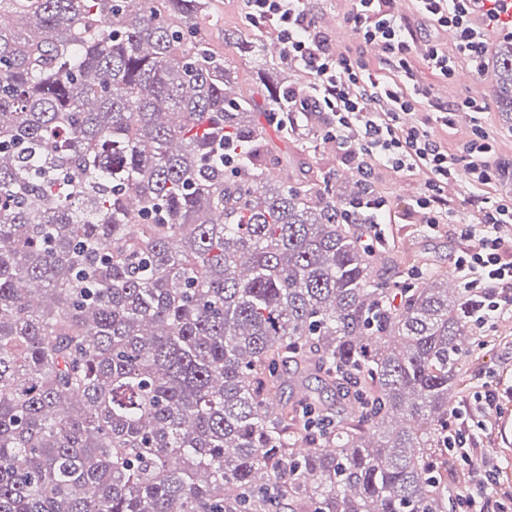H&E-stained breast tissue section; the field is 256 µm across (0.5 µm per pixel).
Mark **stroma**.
I'll list each match as a JSON object with an SVG mask.
<instances>
[{
	"mask_svg": "<svg viewBox=\"0 0 512 512\" xmlns=\"http://www.w3.org/2000/svg\"><path fill=\"white\" fill-rule=\"evenodd\" d=\"M350 5V0H304L307 13L317 21L334 48H344L353 42L343 24ZM198 28L207 36L211 47L223 53L234 67V91L261 98L257 65L241 54L242 46L258 36L244 20L241 0H210L209 11L199 19ZM422 75L435 91L444 92L443 102L447 105L467 98L470 82L476 77L466 70L449 80L437 77L427 69ZM476 78L485 86L482 97L485 110L475 113L472 122L457 120L447 126L438 125L434 132L453 153L466 140L473 125L483 126L492 138L496 158L507 169L490 192L495 196H506L512 194V112H502L497 107L496 76L492 67H485ZM272 145L281 158L287 160L289 167L312 168L319 181L335 183L346 193L354 190V181L339 177L347 165L335 150L320 148L310 153L299 152L293 145L277 139ZM373 186L392 203L390 215L373 239L376 249L388 253L391 259L387 271L389 279L407 283L431 267L447 271L449 279H457L453 258L466 243L452 227L445 225L427 232L422 225L416 224L409 204L418 191V177L380 167L374 173ZM463 377L465 384L454 398V405L472 400L488 383L497 387L503 396L496 421L491 422L487 430L477 431L475 446L478 456H490L498 462L497 490L512 496V317L499 320L482 335L471 338Z\"/></svg>",
	"mask_w": 512,
	"mask_h": 512,
	"instance_id": "obj_1",
	"label": "stroma"
}]
</instances>
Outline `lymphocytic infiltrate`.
<instances>
[{"label":"lymphocytic infiltrate","instance_id":"lymphocytic-infiltrate-1","mask_svg":"<svg viewBox=\"0 0 512 512\" xmlns=\"http://www.w3.org/2000/svg\"><path fill=\"white\" fill-rule=\"evenodd\" d=\"M344 18L356 43L355 49L338 54L315 20L306 13L303 0H242L249 24L272 34L289 61L301 64L311 76L308 86L292 90L288 101L300 110L309 106L329 116L325 137L335 143L342 159L355 162L360 175L356 193L340 216L345 223H383L391 202L371 187L375 166L382 165L423 182L412 207L427 228L448 224L466 241L454 259L465 303L470 308L473 330L493 326L512 314V256L504 252L500 235L512 224V197L486 195L499 179L501 167L492 154L489 134L473 126L460 153L449 152L433 132L434 125H447L449 107L433 105L431 88L413 63L416 33L409 21L394 10V0H350ZM414 15L435 28L453 29V46L428 41L424 64L438 76L452 77L459 67L481 73L489 31L505 29L501 0H411ZM379 45L382 70L371 68L363 47ZM394 72L399 83L389 82ZM465 169L468 183V214L449 204L444 188L458 169ZM500 406L495 388H486L454 414L456 427L448 431V449L456 463L470 474L468 489L458 494L459 512H512V504L493 500L497 466L493 461L475 462L469 426L487 410Z\"/></svg>","mask_w":512,"mask_h":512}]
</instances>
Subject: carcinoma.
I'll return each instance as SVG.
<instances>
[{"instance_id": "carcinoma-1", "label": "carcinoma", "mask_w": 512, "mask_h": 512, "mask_svg": "<svg viewBox=\"0 0 512 512\" xmlns=\"http://www.w3.org/2000/svg\"><path fill=\"white\" fill-rule=\"evenodd\" d=\"M207 0H0V512H448L472 330L281 165ZM496 100L512 112V42ZM291 376L336 390L333 413Z\"/></svg>"}]
</instances>
